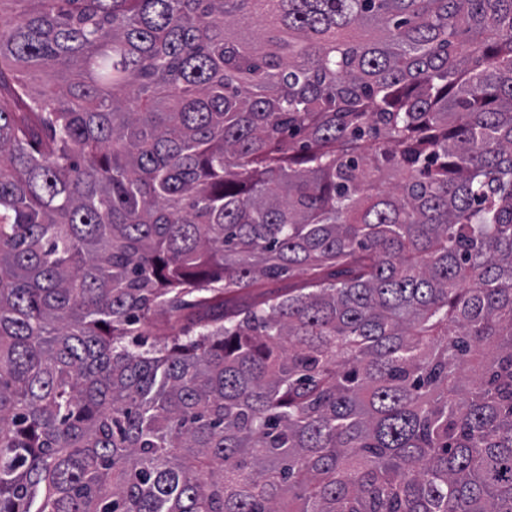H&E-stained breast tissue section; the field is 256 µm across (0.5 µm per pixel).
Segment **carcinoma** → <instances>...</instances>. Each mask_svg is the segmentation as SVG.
<instances>
[{"label": "carcinoma", "mask_w": 512, "mask_h": 512, "mask_svg": "<svg viewBox=\"0 0 512 512\" xmlns=\"http://www.w3.org/2000/svg\"><path fill=\"white\" fill-rule=\"evenodd\" d=\"M35 2L0 512H512V0Z\"/></svg>", "instance_id": "1"}]
</instances>
